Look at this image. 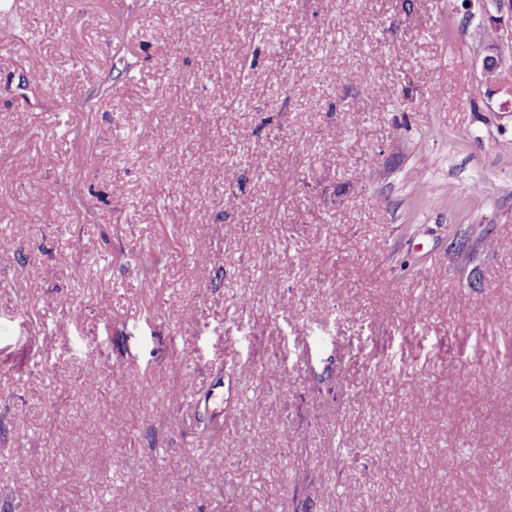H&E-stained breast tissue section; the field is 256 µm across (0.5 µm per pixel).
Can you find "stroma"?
<instances>
[{"label":"stroma","instance_id":"35a3bbf8","mask_svg":"<svg viewBox=\"0 0 512 512\" xmlns=\"http://www.w3.org/2000/svg\"><path fill=\"white\" fill-rule=\"evenodd\" d=\"M489 46L462 0H0V512H512Z\"/></svg>","mask_w":512,"mask_h":512}]
</instances>
